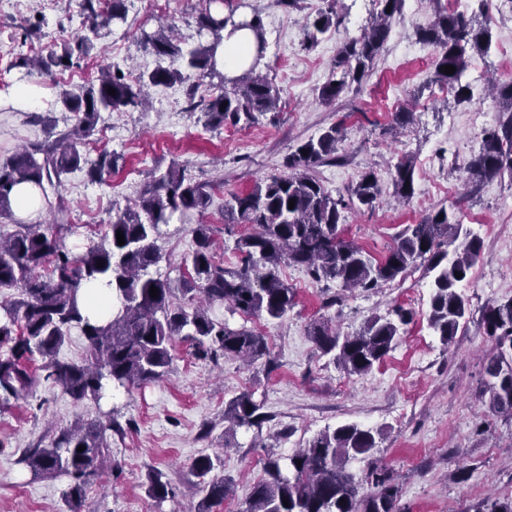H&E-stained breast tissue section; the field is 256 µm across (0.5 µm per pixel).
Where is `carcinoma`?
Returning a JSON list of instances; mask_svg holds the SVG:
<instances>
[{
    "label": "carcinoma",
    "mask_w": 512,
    "mask_h": 512,
    "mask_svg": "<svg viewBox=\"0 0 512 512\" xmlns=\"http://www.w3.org/2000/svg\"><path fill=\"white\" fill-rule=\"evenodd\" d=\"M337 0L305 26L304 47L317 43L318 35L338 23ZM404 0H378L380 11L364 31L346 38L340 45L331 76L320 96L333 102L352 86L362 82L387 40L390 23L401 15ZM91 30L126 20L125 0H111L103 13L94 8V0H83ZM249 29L255 37L256 53L264 48V29L259 14L236 21L234 14L202 11L197 17L198 33L210 38L207 44L183 50L178 40L159 30H141L140 44L173 65L158 67L129 83L119 69L100 72L95 81L77 89L65 90L60 102L77 115L73 128L56 131L48 128V138L26 146L0 160V219L17 230L0 235V288L20 289L19 298L0 307V402L27 398L43 381L60 385L72 398L81 401L103 396L106 383L121 387L160 381L172 368L175 337L195 343L204 355L221 354L250 363L269 356V348L260 333L241 327L234 329L212 318L203 304L190 306L196 296L207 304H227L245 316L284 318L295 305V292L281 277L280 265L287 262L300 267L316 282H331L345 289L372 290L405 276L418 265L433 274L427 323L433 333L448 344L468 313V300L457 291L461 278L467 277L481 252V241L464 228L461 217L442 207L418 224H407L396 235L393 245L380 260L341 234L343 212L357 202L372 209L381 190L372 170L361 175L348 198L334 197L313 174L314 169L336 159L338 145L344 139V127L333 124L318 137L298 145L284 166L288 173L259 180L247 193L232 192L224 199V224H250L254 231L239 237L235 250L241 265L227 269L212 260L213 228L199 224L195 229L196 249L191 257L193 275L181 279L180 292L187 304H172L174 288L169 279L154 278L148 269L159 263L161 254L156 233L161 224L173 217L182 223L203 215L212 202L213 187L198 183L176 165L158 177L151 176L135 207L114 209L101 241L73 256L60 244L59 233L66 221L63 210L54 212L49 224H24L14 219L13 192L20 184L58 188L62 177L84 171L95 182L116 167L113 156L101 154L92 159L79 146L95 134L101 113L121 112L143 105L150 86L219 78L215 92L193 105L200 109L206 124L212 127L229 121L252 123L256 115L273 112L278 90L267 77L249 67L227 79L218 71L216 51L227 27ZM422 42L434 46V81L455 90L459 102L471 98L469 84L463 82L469 58L489 52L491 27L480 23L476 13L440 12L433 24L419 32ZM89 39L65 43L34 59H21L20 65L32 66L45 76L70 68L85 57ZM451 65L449 75L441 67ZM116 90L115 95L108 89ZM498 98L507 119L487 132L480 152L468 167L469 178L483 181L512 174V82L498 88ZM306 153H301V150ZM414 162L409 158L395 166V194L404 202L414 195ZM295 200L289 207V200ZM125 244H117V232ZM104 262L97 267V262ZM49 266L50 273L36 275ZM103 283L112 289L121 307L107 322L89 318L80 306V289ZM158 296H150V287ZM394 317L372 316L359 331L342 335L327 322L310 327V336L324 355L332 356L350 375H364L380 364L405 333L413 320L412 312L397 307ZM485 335L494 341L484 369V396L496 414L512 417V298L495 301L483 313ZM76 328L87 341L82 363L59 357L67 333ZM263 404L245 391L224 408V420L230 429L261 428L267 415ZM118 428L112 417L89 425L62 431L48 448H30L17 463L35 475L71 479L66 492L73 508L80 507L90 477L105 459L108 432ZM84 450L77 451L78 447ZM377 448L371 430L355 424L325 431L288 456H269L264 477L251 486L241 512H398L400 488L390 472L372 466L365 479L350 472L351 460L369 457ZM198 478L196 493L202 495L197 512H212L232 494L224 478H208L214 470L209 455H200L190 465ZM158 472L150 478L148 494L162 501L171 493L169 482ZM288 504H283V500Z\"/></svg>",
    "instance_id": "cac0c4a2"
}]
</instances>
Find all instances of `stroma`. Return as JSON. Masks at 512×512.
Instances as JSON below:
<instances>
[{
	"label": "stroma",
	"instance_id": "35a3bbf8",
	"mask_svg": "<svg viewBox=\"0 0 512 512\" xmlns=\"http://www.w3.org/2000/svg\"><path fill=\"white\" fill-rule=\"evenodd\" d=\"M80 0H24L20 8L0 7V158L46 137L32 114L54 119L57 130L71 127L58 94L78 85L80 75L97 77L101 69L148 73L159 59L139 43L141 31L158 25L175 29L182 47L196 46V17L208 0H167L165 10H150L145 0H125L127 20L91 33ZM234 17L260 14L266 49L256 67L278 89L277 120L263 115L251 124L207 127L191 110L186 85L156 86L149 106L127 112H105L91 143L119 162L105 182L68 174L34 221L48 223L51 208L64 206L70 216L63 245L83 253L99 241L113 204L134 203L144 184L171 162L184 164L191 177L215 186L213 203L202 217L213 227L216 263L236 267V238L252 225L224 228V196L250 191L259 179L283 173V161L295 147L322 129L343 123L347 138L338 160L316 168V176L333 196H348L363 171L375 170L382 189L380 203L368 209L349 206L342 235L383 257L395 235L430 212L445 207L460 213L480 238L482 249L471 274L458 290L469 301L466 322L451 343H442L426 320L431 279L423 267L372 291H345L317 282L296 266L282 273L296 293V304L280 320L231 313L213 305V318L230 327L262 333L269 361L246 367L234 358L202 357L192 341L176 337L172 370L158 382L113 389L101 402L73 400L60 386L42 383L33 396L0 405V512H69L68 477H34L17 460L23 449L46 447L62 429L113 414L121 431L111 433V452L85 492L80 512H197L191 461L206 453L218 458L214 473L234 482V492L213 512H241L253 482L264 475L267 455H291L319 433L355 423L372 429L378 446L371 458L351 462L362 477L371 464L389 469L401 489V512H481L486 502L512 496V419L493 414L481 397L484 359L493 344L481 319L486 305L512 297V178L481 183L467 179V166L482 144L485 130L502 119L498 100L487 92L490 79L512 81V11L489 0L484 12L492 30L488 55L469 60L465 79L471 101L456 103L448 88L433 80L436 50L417 36L429 26L437 8L466 10L467 0H405L391 24L381 54L361 89L326 103L319 97L330 76L336 51L348 36L359 35L376 7L373 0H340L342 25L320 35L304 49L307 21L327 9L329 0H297L284 7L276 0H231ZM40 23V52L65 40L90 38L93 48L79 66L45 77L22 66V32ZM26 84L43 89L33 109L15 107L10 98ZM408 110L404 125L396 112ZM415 163V192L406 203L395 198L396 163ZM156 244L162 258L150 268L154 277L178 279L184 261L196 248L193 227L172 222L159 228ZM414 313L412 322L383 362L365 375H350L335 366L312 342L313 322L331 321L341 334L358 330L374 315L395 307ZM244 391L253 392L268 415L262 429L224 434V405ZM162 473L174 490L158 502L147 492L148 477Z\"/></svg>",
	"mask_w": 512,
	"mask_h": 512
}]
</instances>
